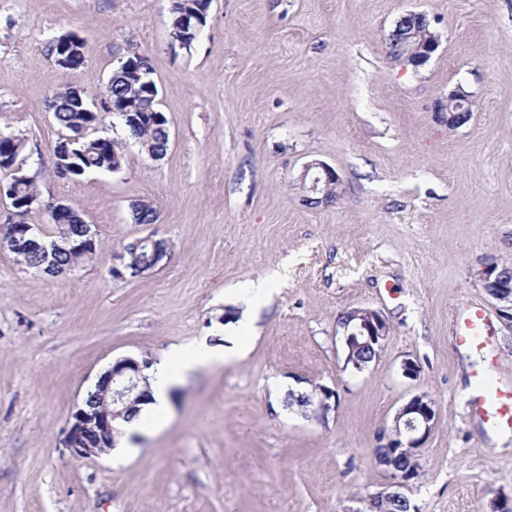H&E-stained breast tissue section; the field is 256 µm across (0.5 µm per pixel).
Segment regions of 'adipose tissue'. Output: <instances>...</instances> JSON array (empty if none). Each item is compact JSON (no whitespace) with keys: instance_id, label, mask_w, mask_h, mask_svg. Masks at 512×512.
I'll list each match as a JSON object with an SVG mask.
<instances>
[{"instance_id":"obj_1","label":"adipose tissue","mask_w":512,"mask_h":512,"mask_svg":"<svg viewBox=\"0 0 512 512\" xmlns=\"http://www.w3.org/2000/svg\"><path fill=\"white\" fill-rule=\"evenodd\" d=\"M273 292L271 280L258 281L245 296V309L236 327L218 341H201L190 347L178 345L163 350L148 371L150 399L129 420L118 421L114 455H122L132 448L134 435L155 432L170 418L171 393L192 373L214 367L227 360L246 354L255 330L254 323Z\"/></svg>"}]
</instances>
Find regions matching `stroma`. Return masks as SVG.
<instances>
[{
    "label": "stroma",
    "mask_w": 512,
    "mask_h": 512,
    "mask_svg": "<svg viewBox=\"0 0 512 512\" xmlns=\"http://www.w3.org/2000/svg\"><path fill=\"white\" fill-rule=\"evenodd\" d=\"M170 0H0V130L43 200L77 208L93 261L69 275L23 272L0 246V512H354L390 478L373 450L396 411L437 409L417 512H492L512 496V436L474 417L471 364L451 339L476 303L493 327L498 377L512 379V328L475 271L512 264V0H212L190 46ZM424 13L439 47L422 66L389 57L400 16ZM73 30L86 65L64 74L50 39ZM145 53L169 120L167 154L135 144L115 173L56 176L51 103L90 100L127 49ZM473 112L448 126V96ZM341 178L338 199L302 203L304 166ZM152 205L154 224L132 208ZM154 234L152 272L112 274V257ZM275 291L248 353L192 374L165 428L136 454L75 459L72 414L113 359L155 361L169 345L222 333L252 281ZM380 311L379 357L344 363L340 312ZM420 366L403 376V359ZM329 390L326 420L289 409L293 388Z\"/></svg>",
    "instance_id": "1"
}]
</instances>
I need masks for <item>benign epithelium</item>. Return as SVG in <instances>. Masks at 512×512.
<instances>
[{
  "label": "benign epithelium",
  "mask_w": 512,
  "mask_h": 512,
  "mask_svg": "<svg viewBox=\"0 0 512 512\" xmlns=\"http://www.w3.org/2000/svg\"><path fill=\"white\" fill-rule=\"evenodd\" d=\"M174 21L182 25L185 38L192 41L199 35L202 25L180 11V0H172ZM439 47V39L430 30V22L422 13L409 12L400 17L396 28L389 35L388 52L407 64L418 67L426 63ZM470 117L469 96L457 91L448 96V126L455 127L468 121ZM303 179L309 181L305 186L308 195H319L326 200V194L333 185L340 184L338 174L331 167L310 162L305 165ZM21 211L7 208L0 213V234L16 237L13 225L18 223ZM134 246L151 250L150 268L157 267L168 256V245L162 239L152 235L138 237ZM475 276L485 293L499 303L498 317L508 326H512V266L497 268L484 261L476 270ZM343 347L352 352L359 348L376 346L375 355H380L389 333V325L383 314L369 307H354L350 319L341 324ZM150 362L139 361L133 357H122L112 362L95 384L96 397L100 406L87 402L84 408H78L72 416L68 430L66 447L75 459L99 457L108 452L105 442L113 438L115 412L112 406L124 410L137 411L138 406L147 398L144 386V370ZM436 420V411L431 398L424 392L413 395L396 412L393 418V431L396 440L385 444L387 448L413 455L423 448ZM381 463L390 474L391 481L384 490L375 496L396 497L408 488L410 475L396 472L390 459Z\"/></svg>",
  "instance_id": "benign-epithelium-1"
}]
</instances>
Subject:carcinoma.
<instances>
[{
	"label": "carcinoma",
	"instance_id": "cac0c4a2",
	"mask_svg": "<svg viewBox=\"0 0 512 512\" xmlns=\"http://www.w3.org/2000/svg\"><path fill=\"white\" fill-rule=\"evenodd\" d=\"M50 51L54 58L65 62L63 71L71 73L85 67V39L73 31L63 32L50 41ZM133 73L114 68L98 93L101 110L97 111L83 104L76 96V88L66 87L54 95L53 119L58 131L64 135H73L83 128L91 129L105 125L109 116L121 120L125 138L138 140L151 151L167 153L170 143L168 118L157 122L146 118L135 127L128 125L122 115L125 105L122 101L128 97V79ZM157 85L146 89L137 103L140 112L159 111L157 103ZM25 147V140L12 133L0 132V173L4 178L0 186L5 195L20 207L28 206L29 201L39 197L34 180L18 166L19 156ZM123 141L109 135L93 133L72 146V150L63 151L53 170L64 164L69 177L78 178L89 172L114 173L119 171L124 162ZM52 230L43 237L45 248H27L14 246L8 240L3 242L17 257L23 271L55 275L62 270L82 267L95 255L96 243L84 244L87 239V224L77 210L72 209L60 214L50 215ZM377 512H411L409 498L398 500H379L375 503Z\"/></svg>",
	"mask_w": 512,
	"mask_h": 512
}]
</instances>
